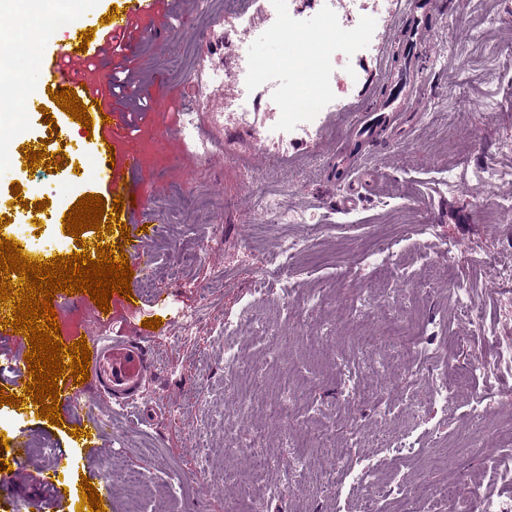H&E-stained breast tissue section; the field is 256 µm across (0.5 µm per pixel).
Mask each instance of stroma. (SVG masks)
Listing matches in <instances>:
<instances>
[{
  "mask_svg": "<svg viewBox=\"0 0 512 512\" xmlns=\"http://www.w3.org/2000/svg\"><path fill=\"white\" fill-rule=\"evenodd\" d=\"M335 11L344 39L337 56L322 59L345 76L327 97L335 121L296 111L319 85L299 83L280 64L278 38H244L231 51L252 63L255 82L265 77L263 63L275 62L280 88L297 94L259 112L250 130L238 128L232 107L200 112L206 124L237 132L234 144L214 140L200 155L180 129L199 112L191 84L197 70L206 69L213 96H227L223 62L201 61L203 47L223 38L224 0H160L154 13L135 17L132 40L77 68L81 86L96 87L100 104L126 116L99 136L115 150V185L100 181L86 153L64 161L35 196L12 192L31 177L23 155L31 140L54 124L76 144L87 131L44 81L66 30L30 40L22 88L33 106L22 131L0 135L7 147L0 214L22 249L39 235L56 240L50 256H66L97 239L93 230L77 238L63 230L79 197L138 199L140 221L160 229L142 241L151 266L136 269L130 297L112 296L106 326L88 307L66 312L59 326L71 343L100 334L148 337L155 372L142 389V408L116 404L100 412L109 399L102 389L60 425L30 422L29 481L20 494L0 488V512H70L82 480L99 484L110 470L117 476L112 512H361L368 496L378 512H448L432 504V488H462L478 475L495 495L512 499V476L489 473L505 443L485 421L486 397L512 409V369L498 365L491 346L493 337L512 336V284L498 276L499 266H512V212L483 219L497 197H512V78L496 70L499 59H512V0H431L414 45L425 63L422 102L360 146L347 136L350 115L385 100L387 72L405 61L408 23L401 0H335ZM125 75L133 80L130 94L113 93L114 77ZM283 122L287 136L269 143L261 169L232 163L254 148L255 130ZM327 142L335 151L330 162L321 151ZM129 152L142 156L133 173L122 164ZM487 167L496 170V185L480 178ZM353 186L365 201L347 211L343 199ZM273 187L312 223L260 222L255 198ZM39 199L48 203L42 221L32 210ZM285 235L308 240L310 249L279 269L273 259ZM378 238L392 246L381 268L367 255ZM483 254L494 263L480 262ZM313 290L324 295L315 305L307 300ZM191 309L198 325L187 336L179 316ZM251 315L266 323L265 337L245 328ZM153 317L160 327H144ZM407 317L422 343L438 349L449 382L467 381L447 404H433L428 380L414 377L423 360L404 339H382L370 351L361 346V337L380 336L388 320ZM232 342L262 365L259 382L227 381L224 347ZM159 399L164 412L149 411ZM97 418L104 421L101 448L68 447L77 422ZM310 425L350 440L345 459L333 462L308 447L301 435ZM405 437L416 447L396 456ZM230 442L240 450L228 456ZM63 452L66 487L43 488L40 471ZM362 466L373 490L346 478ZM130 472L144 473L145 484L124 481Z\"/></svg>",
  "mask_w": 512,
  "mask_h": 512,
  "instance_id": "1",
  "label": "stroma"
}]
</instances>
